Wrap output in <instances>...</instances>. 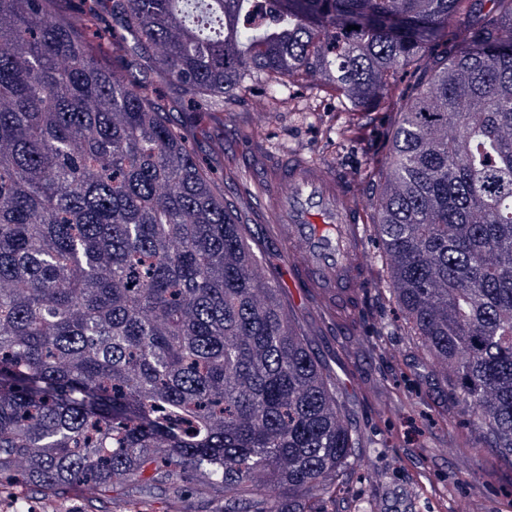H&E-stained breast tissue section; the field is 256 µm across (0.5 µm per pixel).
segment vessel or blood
Listing matches in <instances>:
<instances>
[{
    "label": "vessel or blood",
    "mask_w": 512,
    "mask_h": 512,
    "mask_svg": "<svg viewBox=\"0 0 512 512\" xmlns=\"http://www.w3.org/2000/svg\"><path fill=\"white\" fill-rule=\"evenodd\" d=\"M256 180L267 201L258 222L273 219L272 234L288 260L287 277L307 303L337 320L339 333L364 343L360 298L368 286L367 227L358 181L314 162L303 150L271 161L253 158Z\"/></svg>",
    "instance_id": "obj_1"
}]
</instances>
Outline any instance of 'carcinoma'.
<instances>
[{
    "label": "carcinoma",
    "instance_id": "obj_1",
    "mask_svg": "<svg viewBox=\"0 0 512 512\" xmlns=\"http://www.w3.org/2000/svg\"><path fill=\"white\" fill-rule=\"evenodd\" d=\"M263 78L321 81L342 142L396 114L364 169L384 284L512 465V0H0V479L333 499L342 394L170 117Z\"/></svg>",
    "mask_w": 512,
    "mask_h": 512
}]
</instances>
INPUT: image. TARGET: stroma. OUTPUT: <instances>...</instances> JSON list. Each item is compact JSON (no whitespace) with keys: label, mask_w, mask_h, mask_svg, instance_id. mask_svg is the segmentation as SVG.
I'll return each instance as SVG.
<instances>
[{"label":"stroma","mask_w":512,"mask_h":512,"mask_svg":"<svg viewBox=\"0 0 512 512\" xmlns=\"http://www.w3.org/2000/svg\"><path fill=\"white\" fill-rule=\"evenodd\" d=\"M341 105L311 84L270 103L263 85L240 94L223 113L201 112L189 148L207 167L233 206L241 224L252 225L262 248L256 267L262 277L283 288L286 260L257 223L259 200L245 157L253 147L269 155L303 146L316 161L345 176L362 179L361 202L377 192L363 171L381 153L393 114L368 117L362 141L341 153L327 141ZM372 279L362 295L361 325L368 338L356 349L338 336L335 326L312 308L301 310L303 328L327 367L335 373L347 413L361 435V447L349 463L336 495L337 512H456L459 498L470 512H512V468L487 450L469 447L474 415L449 407L437 393L440 369L428 364L416 341L407 336L401 311L380 285L387 257L376 234H368ZM359 383H352V375ZM121 490L97 497L81 490L56 500L29 495L32 512H111Z\"/></svg>","instance_id":"35a3bbf8"}]
</instances>
